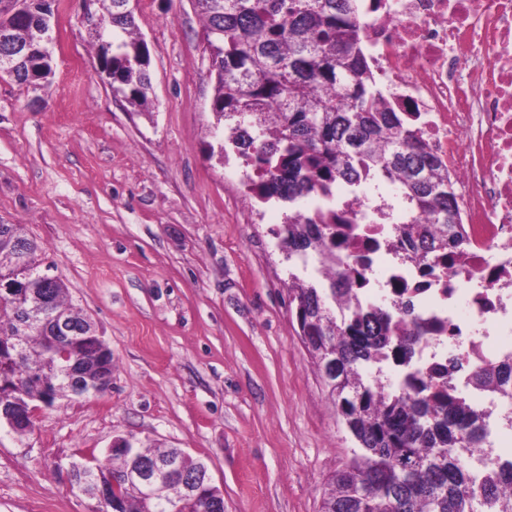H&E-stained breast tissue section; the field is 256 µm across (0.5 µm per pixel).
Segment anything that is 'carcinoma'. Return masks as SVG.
I'll return each mask as SVG.
<instances>
[{
	"instance_id": "1",
	"label": "carcinoma",
	"mask_w": 512,
	"mask_h": 512,
	"mask_svg": "<svg viewBox=\"0 0 512 512\" xmlns=\"http://www.w3.org/2000/svg\"><path fill=\"white\" fill-rule=\"evenodd\" d=\"M130 0H96L85 19L95 53H112V93L148 108L150 53L135 35ZM203 36L212 55V133L228 132L243 159L247 194L261 204L288 206L275 231L288 260L319 264L324 276L289 273L290 304L302 345L316 364L328 400L356 448L327 479L321 512H512V464L481 465L474 451L489 443L491 410L473 407L448 372L433 376L414 363L424 322L406 308L369 306L359 290L365 275L340 247L348 241L336 225L356 223L337 200L349 195L376 211L371 188L390 185L399 210L390 223L408 241L401 259L420 258L432 271L461 249L454 183L406 116L385 101L370 70L360 0H197ZM24 43L38 40V16L14 30ZM309 197L311 209L301 207ZM26 244L23 266L16 244ZM38 243L19 224H0V280L29 276L30 286L0 290V408L73 397L74 387L112 376L94 323L73 305L61 278L46 289L42 319L27 334V353L14 345L38 290ZM66 318L79 333L54 335L52 321ZM403 369L395 382L386 368ZM468 385L512 402V357L482 361ZM181 453L134 443L132 455L96 459L92 474H75L91 486L141 461L166 462ZM208 489L178 497L155 484L136 512H213Z\"/></svg>"
}]
</instances>
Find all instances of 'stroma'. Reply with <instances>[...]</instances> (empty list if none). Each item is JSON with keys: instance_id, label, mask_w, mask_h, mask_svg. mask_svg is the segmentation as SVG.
<instances>
[{"instance_id": "1", "label": "stroma", "mask_w": 512, "mask_h": 512, "mask_svg": "<svg viewBox=\"0 0 512 512\" xmlns=\"http://www.w3.org/2000/svg\"><path fill=\"white\" fill-rule=\"evenodd\" d=\"M150 109L92 66L64 0L53 72L0 79V224L22 225L112 351V389L0 426V512H92L71 463L117 436L185 449L224 512H321L353 440L297 334L275 203L211 134L214 79L192 0H135Z\"/></svg>"}]
</instances>
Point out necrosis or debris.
Returning <instances> with one entry per match:
<instances>
[{
    "instance_id": "1",
    "label": "necrosis or debris",
    "mask_w": 512,
    "mask_h": 512,
    "mask_svg": "<svg viewBox=\"0 0 512 512\" xmlns=\"http://www.w3.org/2000/svg\"><path fill=\"white\" fill-rule=\"evenodd\" d=\"M374 78L455 185L464 238L448 265L421 277L390 224H361L350 254L373 272L367 303L400 300L434 331L416 345L425 371L512 355V0H381L366 13Z\"/></svg>"
}]
</instances>
